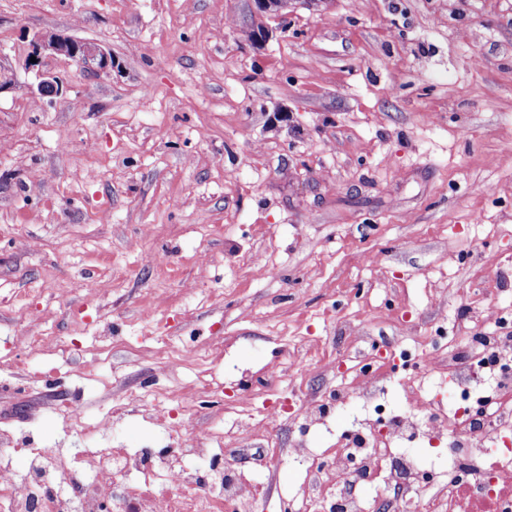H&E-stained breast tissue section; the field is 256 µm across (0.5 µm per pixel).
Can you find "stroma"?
<instances>
[{
  "mask_svg": "<svg viewBox=\"0 0 512 512\" xmlns=\"http://www.w3.org/2000/svg\"><path fill=\"white\" fill-rule=\"evenodd\" d=\"M256 16L253 0H0V382L36 402L54 370L94 417L109 391L154 381L157 353L192 343L169 396L203 373L224 383L195 392L194 432L285 410L239 458L265 512H282L302 474L256 454L297 434L270 367L308 347L334 358L308 396L360 353L337 321L385 346L402 320L454 314L461 288L512 305V0H292L288 29L254 44ZM46 32L99 44L112 69L47 51L29 66ZM47 73L60 95H38ZM267 263L276 277L257 278ZM23 300L39 320L17 322ZM148 303L166 338L143 322ZM19 326L74 350L26 357ZM99 336L100 364L79 373ZM172 419L126 417L112 445L159 443Z\"/></svg>",
  "mask_w": 512,
  "mask_h": 512,
  "instance_id": "stroma-1",
  "label": "stroma"
}]
</instances>
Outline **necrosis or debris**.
<instances>
[{
    "label": "necrosis or debris",
    "instance_id": "obj_1",
    "mask_svg": "<svg viewBox=\"0 0 512 512\" xmlns=\"http://www.w3.org/2000/svg\"><path fill=\"white\" fill-rule=\"evenodd\" d=\"M463 302L466 318L494 325L493 335L461 349L447 326L410 329L406 345L388 354L371 347L341 386L302 403L294 418L307 430L351 402L371 415L336 448L295 439L290 457L304 478L284 512H512V310L468 295ZM407 365L415 369V406L399 414L387 409L384 394L392 373ZM132 411L147 421L159 414L150 394L125 390L94 419L58 396L34 407L31 418H62L83 442L75 452L24 446L15 430L0 426V512H260L252 479L237 468V448L255 424L276 431L278 409L264 407L256 422L235 418L228 435L197 436L186 403L164 447L90 445ZM411 436L436 446L445 467L403 448ZM370 480L378 483L372 498L357 489Z\"/></svg>",
    "mask_w": 512,
    "mask_h": 512
}]
</instances>
